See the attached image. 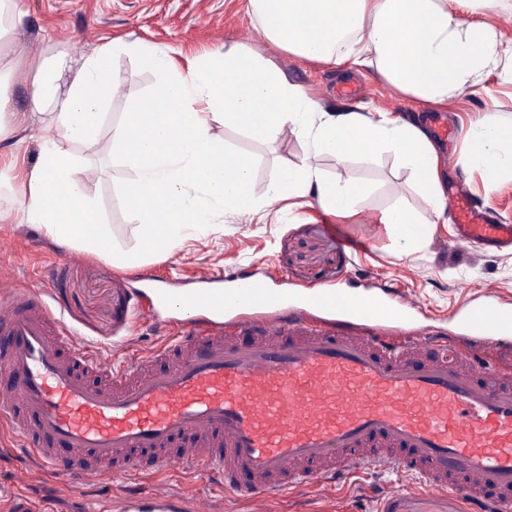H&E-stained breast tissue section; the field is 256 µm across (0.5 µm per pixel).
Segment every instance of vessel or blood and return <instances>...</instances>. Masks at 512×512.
<instances>
[{"instance_id":"obj_1","label":"vessel or blood","mask_w":512,"mask_h":512,"mask_svg":"<svg viewBox=\"0 0 512 512\" xmlns=\"http://www.w3.org/2000/svg\"><path fill=\"white\" fill-rule=\"evenodd\" d=\"M446 206L456 237L434 239L435 253L512 249V221L454 191ZM150 306L176 313L179 335L112 370L39 287L0 291V427L61 490L176 458L254 512L272 491L367 468L409 473L460 512H512V373L483 356L512 348V307L484 298L447 338L405 294L207 269L195 288L153 289ZM183 508L163 482L118 501L119 512Z\"/></svg>"}]
</instances>
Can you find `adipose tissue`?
<instances>
[{"label": "adipose tissue", "mask_w": 512, "mask_h": 512, "mask_svg": "<svg viewBox=\"0 0 512 512\" xmlns=\"http://www.w3.org/2000/svg\"><path fill=\"white\" fill-rule=\"evenodd\" d=\"M250 2L269 41L288 54L375 68L393 89L427 103H444L480 85L503 60L495 28L465 16L479 0ZM19 13L18 0H0V141L15 139L19 131L9 87L12 80L24 79L30 85L32 119L50 120L63 130L61 139L40 144L21 201L26 223L43 228L52 241L95 249L116 262L129 259L111 247L89 188L96 172L75 150L98 141L103 111L120 89L110 66L119 50L163 75L148 108L133 106L113 127L107 144L112 158L134 173L123 195L153 250L167 248L216 215L249 213L258 205L251 188L252 163L225 165L231 150L212 136L216 123L239 128L255 140L287 131L303 137L313 155L327 154L340 163L390 153L423 189L424 211L396 204L378 218L388 238L404 250L423 248L444 213L437 154L420 125L372 118L356 109L327 112L241 44L199 58L184 73L172 71L166 54L138 41L110 42L81 59L61 55L52 65L29 69L16 45ZM468 136L474 148L461 155L463 168H483L491 188L512 175V128L487 113ZM272 189L349 222L369 187L326 176L306 163L274 171Z\"/></svg>", "instance_id": "1"}]
</instances>
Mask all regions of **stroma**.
Returning a JSON list of instances; mask_svg holds the SVG:
<instances>
[{
	"label": "stroma",
	"mask_w": 512,
	"mask_h": 512,
	"mask_svg": "<svg viewBox=\"0 0 512 512\" xmlns=\"http://www.w3.org/2000/svg\"><path fill=\"white\" fill-rule=\"evenodd\" d=\"M19 36L28 62L67 55L78 58L108 42L140 40L166 52L175 67L205 53L243 41V29H261L250 0H21ZM246 42V41H243ZM270 59L289 79L302 86L329 112L357 108L367 115L383 114L400 122H421L438 157L448 149H469L466 133L485 112L497 113L512 126V84L500 74L442 105H430L396 93L375 69L344 63L340 66L307 62L284 52L267 38L246 42ZM112 71L122 84L106 108L99 139L77 151L97 171L91 190L100 205L116 249L140 254L138 264L119 266L102 254L52 242L37 225L25 223L20 201L25 190L23 171L34 164L37 144L60 138L56 124L33 129L32 140L13 151L0 144V199L11 204L0 222V279L17 286L35 284L53 311L77 330L101 361L118 365L156 350L173 336L171 328L152 319L141 320L136 335L127 321L135 297L145 292L144 277L179 291L191 287L199 269L231 273L245 268L259 276L277 275L292 288L336 285L377 292L402 289L422 306L426 322L450 333L455 318L484 295L512 304V251L490 250L471 256L437 254L430 248L405 253L392 247L382 225L369 230L361 251L342 246L331 217L317 207L290 206L274 200L270 174L274 169L312 162L326 175H341L369 185L357 208L360 214H379L400 202L414 209L424 205L421 191L409 173L387 153L358 157L344 164L322 155L311 157L305 139L291 136L257 141L241 131L213 126L212 133L232 150L252 156V193L260 207L252 212L250 228L241 231L238 214L218 216L214 223L175 241L164 251H152L142 241L122 197L132 172L106 154L112 127L126 112L146 101L161 81L159 74L136 57L116 54ZM472 202L512 218V176L487 188L482 170L467 173ZM177 494L209 500L213 512H250L247 503L229 499L220 484L191 477L180 464H171L161 478ZM414 477L396 471H368L326 481L266 500L267 512H457L443 494L414 489ZM126 489L125 478H107L96 487H77L62 493L33 454L10 433H0V512H19L36 503L49 512H83L94 503L98 512H113Z\"/></svg>",
	"instance_id": "1"
}]
</instances>
